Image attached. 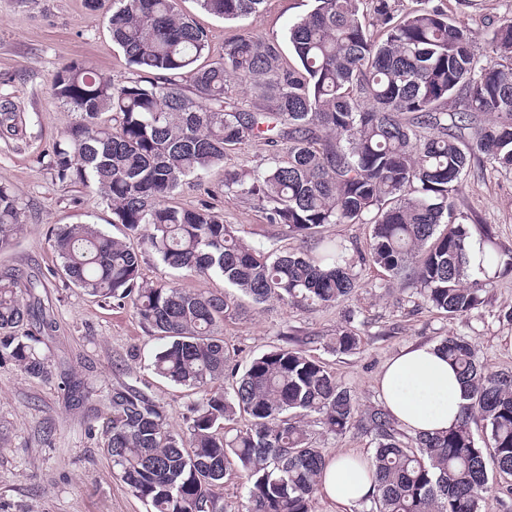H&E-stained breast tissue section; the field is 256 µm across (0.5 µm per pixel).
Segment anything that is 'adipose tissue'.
<instances>
[{"label": "adipose tissue", "instance_id": "adipose-tissue-1", "mask_svg": "<svg viewBox=\"0 0 512 512\" xmlns=\"http://www.w3.org/2000/svg\"><path fill=\"white\" fill-rule=\"evenodd\" d=\"M376 384L385 407L411 434L447 430L464 404L455 369L432 344L409 347L391 359ZM323 488L330 499L357 505L372 494L374 482L357 457L342 453L327 468Z\"/></svg>", "mask_w": 512, "mask_h": 512}]
</instances>
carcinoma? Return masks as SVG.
Listing matches in <instances>:
<instances>
[{"mask_svg":"<svg viewBox=\"0 0 512 512\" xmlns=\"http://www.w3.org/2000/svg\"><path fill=\"white\" fill-rule=\"evenodd\" d=\"M108 2L112 40L135 77L114 83L83 61L57 71L53 93L73 119L52 168L61 182L95 188L124 233L63 224L53 247L84 293L132 301L138 321L162 340L153 372L199 396L180 434L140 389L112 388L105 434L113 471L150 512H224L217 490L234 478L244 480L245 512H312L331 463L307 430L316 415L330 433L360 421L371 435L369 512H482L492 491L485 455L512 475V371L490 370L472 341L445 337L439 347L468 403L448 430L411 437L383 409L359 413L336 375L302 349L276 347L239 371L222 331L244 301L338 305L356 287L355 265L334 239L299 252L247 245L209 201L186 209L170 199L188 181L205 185L245 141L264 139L280 151L262 169L225 174V191L257 199L270 223L303 240L326 224H368V260L415 287L414 304L449 317L478 308L481 293L512 271V251L499 250L461 195L472 163L512 169V20L491 30L481 61L468 29L437 7L399 14L391 0H375L377 37L361 0H314L288 28L295 64L283 61L279 44L244 32L200 67L208 32L176 0ZM198 2L238 21L265 0ZM243 83L263 104L239 106L233 93ZM19 214L16 193L0 185V252L23 231ZM475 232L486 251L480 278L467 283ZM147 254L220 276L224 292L147 281ZM41 287L36 276L0 269V357L31 377L46 376L48 363L36 336L19 328H55ZM360 342L342 329L330 345L348 355ZM478 417L487 448L474 442Z\"/></svg>","mask_w":512,"mask_h":512,"instance_id":"obj_1","label":"carcinoma"}]
</instances>
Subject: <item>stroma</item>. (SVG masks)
Here are the masks:
<instances>
[{
    "label": "stroma",
    "instance_id": "stroma-1",
    "mask_svg": "<svg viewBox=\"0 0 512 512\" xmlns=\"http://www.w3.org/2000/svg\"><path fill=\"white\" fill-rule=\"evenodd\" d=\"M472 35L476 54H484L486 36L512 19V0H434ZM311 7L309 0H266L258 15L230 22L203 11L197 0H178L179 11L210 32L207 65L224 43L241 30L284 43L288 26ZM107 7L85 0H0V103L9 102L16 129L0 134V184L19 197L23 232L12 249L0 252V269L35 274L39 294L56 322L41 336L39 353L49 363V379L24 376L14 362L0 358V512H148L119 476L104 452V430L112 405L103 389L130 384L163 407L170 427L185 431L195 398L184 388L156 376L150 367L160 342L135 319L131 305H117L84 294L60 272L51 234L61 224L112 227V210L99 194L78 183L59 181L52 170L53 149L72 120L54 96L52 81L66 63L81 60L105 78L120 83L132 77L113 43ZM273 150L260 141L235 149L208 180L211 201L237 235L253 246L300 250L299 240L269 223L257 202L224 192L228 171L264 167ZM462 203L478 223L491 225L503 248L512 250V170L473 167ZM359 287L349 300L328 308L296 309L279 302L251 308L227 320L224 343L239 365L276 346L291 345L335 372L361 409L380 406L376 378L385 363L416 344H439L445 336L475 342L492 370H512V273L487 290L478 309L446 317L410 300L411 287L389 282L369 265L357 269ZM143 274L151 281H174L196 292H220L218 277H200L158 265L146 257ZM344 327L361 338L357 353L337 355L330 338ZM88 384L92 394L72 401L69 388ZM311 430L328 457L342 452L370 456V435L351 429L342 435Z\"/></svg>",
    "mask_w": 512,
    "mask_h": 512
}]
</instances>
